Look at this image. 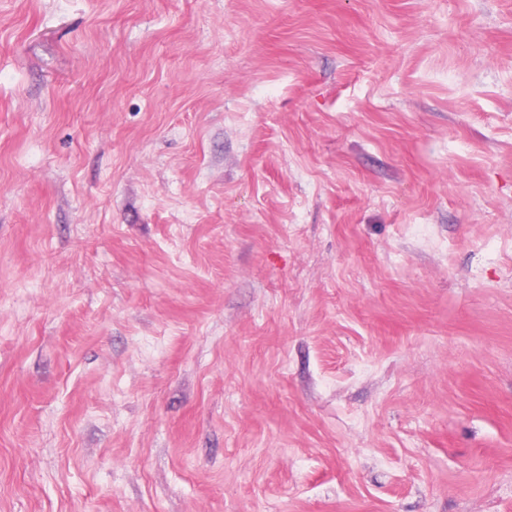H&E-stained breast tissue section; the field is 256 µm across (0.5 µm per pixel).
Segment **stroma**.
I'll list each match as a JSON object with an SVG mask.
<instances>
[{
    "label": "stroma",
    "mask_w": 512,
    "mask_h": 512,
    "mask_svg": "<svg viewBox=\"0 0 512 512\" xmlns=\"http://www.w3.org/2000/svg\"><path fill=\"white\" fill-rule=\"evenodd\" d=\"M0 512H512V0H0Z\"/></svg>",
    "instance_id": "obj_1"
}]
</instances>
